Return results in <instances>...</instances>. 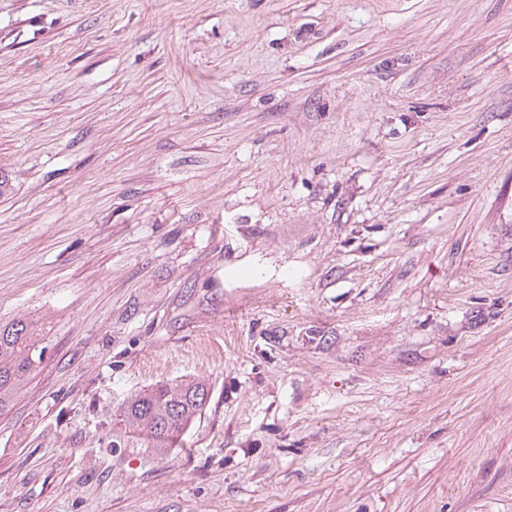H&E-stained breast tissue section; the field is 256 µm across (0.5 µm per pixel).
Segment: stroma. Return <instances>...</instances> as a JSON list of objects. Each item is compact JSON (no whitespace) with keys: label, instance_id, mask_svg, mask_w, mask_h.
Here are the masks:
<instances>
[{"label":"stroma","instance_id":"stroma-1","mask_svg":"<svg viewBox=\"0 0 512 512\" xmlns=\"http://www.w3.org/2000/svg\"><path fill=\"white\" fill-rule=\"evenodd\" d=\"M0 170V512H512V0H0ZM45 326L38 320L18 318L0 322V411L21 393L43 360ZM205 380L193 378L156 385L124 407L128 433L148 438L152 448L166 450L201 415L208 400Z\"/></svg>","mask_w":512,"mask_h":512}]
</instances>
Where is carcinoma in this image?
<instances>
[{"label": "carcinoma", "mask_w": 512, "mask_h": 512, "mask_svg": "<svg viewBox=\"0 0 512 512\" xmlns=\"http://www.w3.org/2000/svg\"><path fill=\"white\" fill-rule=\"evenodd\" d=\"M45 326L18 318L0 322V411L21 393L43 360ZM207 382L193 378L161 384L136 395L124 407L123 422L153 448L167 449L201 415L208 400Z\"/></svg>", "instance_id": "1"}]
</instances>
